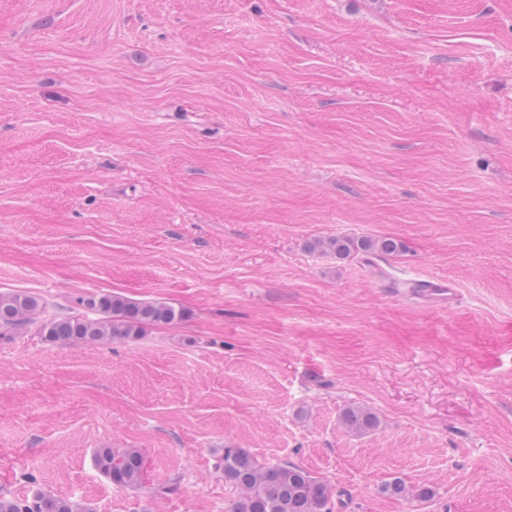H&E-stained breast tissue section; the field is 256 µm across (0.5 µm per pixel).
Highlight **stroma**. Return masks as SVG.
I'll return each mask as SVG.
<instances>
[{
	"label": "stroma",
	"instance_id": "35a3bbf8",
	"mask_svg": "<svg viewBox=\"0 0 512 512\" xmlns=\"http://www.w3.org/2000/svg\"><path fill=\"white\" fill-rule=\"evenodd\" d=\"M336 236L403 249H306ZM0 292L185 312L1 337L0 494L230 512L232 447L333 512H512V0H0ZM342 425L350 432L364 435L375 431L379 426L377 414L365 405L351 404L341 413ZM95 465L114 486L133 487L143 481L145 462L137 448H101Z\"/></svg>",
	"mask_w": 512,
	"mask_h": 512
}]
</instances>
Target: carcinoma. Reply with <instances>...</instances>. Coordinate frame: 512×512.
Here are the masks:
<instances>
[{"instance_id": "cac0c4a2", "label": "carcinoma", "mask_w": 512, "mask_h": 512, "mask_svg": "<svg viewBox=\"0 0 512 512\" xmlns=\"http://www.w3.org/2000/svg\"><path fill=\"white\" fill-rule=\"evenodd\" d=\"M313 252L329 249L344 259L353 253L396 255L401 244L392 238L354 240L350 238L313 239L307 242ZM83 304L96 317L50 316L41 300L22 292H0V336H14L34 325L44 340L57 342L108 343L135 340L150 325L181 320L184 311L165 302H137L118 295L92 297ZM342 425L364 435L379 426L377 414L365 405L351 404L341 413ZM95 465L117 487L142 483L144 457L137 448H101ZM220 467L224 482L237 491L231 512H333L335 487L307 470L285 462L262 465L242 448H226ZM0 512H90L70 498L39 491L28 498L0 495Z\"/></svg>"}]
</instances>
